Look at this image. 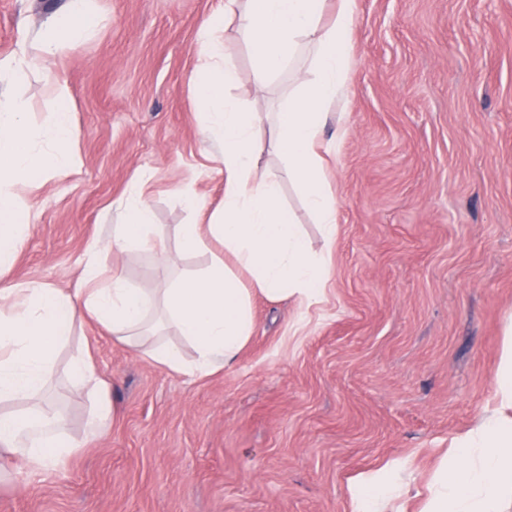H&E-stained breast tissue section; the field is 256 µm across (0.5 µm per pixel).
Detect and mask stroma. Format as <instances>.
<instances>
[{
    "mask_svg": "<svg viewBox=\"0 0 512 512\" xmlns=\"http://www.w3.org/2000/svg\"><path fill=\"white\" fill-rule=\"evenodd\" d=\"M67 0H0V57ZM225 0H94L100 24L52 75L72 90L79 167L41 192L40 214L9 279L75 287L87 244L108 236L113 202L141 173L153 222H199L224 198V168L204 135L190 83L201 22ZM355 68L347 96L328 105L349 129L327 180L338 235L325 246L276 154L283 206L309 246L329 251L321 302L255 298V330L239 362L205 378L161 369L75 323L57 352L54 402L80 437L94 394L72 380L90 346L117 414L64 466L8 461L0 512H353L349 484L389 459L409 462L401 502L417 512L432 468L474 427L495 389L512 314V0H357ZM224 50L238 79L227 93L255 112L282 111L314 48L266 85L236 23ZM43 69L17 93L30 119L57 104ZM172 262L108 251L130 286L157 288L203 267L167 242Z\"/></svg>",
    "mask_w": 512,
    "mask_h": 512,
    "instance_id": "obj_1",
    "label": "stroma"
}]
</instances>
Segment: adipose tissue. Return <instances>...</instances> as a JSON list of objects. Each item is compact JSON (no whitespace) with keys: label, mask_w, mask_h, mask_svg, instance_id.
I'll list each match as a JSON object with an SVG mask.
<instances>
[{"label":"adipose tissue","mask_w":512,"mask_h":512,"mask_svg":"<svg viewBox=\"0 0 512 512\" xmlns=\"http://www.w3.org/2000/svg\"><path fill=\"white\" fill-rule=\"evenodd\" d=\"M325 0H245L242 11L225 7L200 25L192 79L205 131L224 164V203L203 224L176 231L181 250L209 254L206 268L165 288L131 287L123 272L101 277L104 251L137 248L160 264L170 257L162 231L153 224L142 181H134L118 202L120 221L107 239L89 242L79 287L63 290L43 281L0 287V458H23L36 470L58 467L78 449L94 443L116 415L92 357L82 353L70 365L73 380L92 386L97 398L80 439L67 434L65 413L37 405L48 387L57 348L74 321L90 319L113 342L136 349L157 367L190 378L213 375L235 363L254 332L255 297L295 298L310 303L325 293L331 276L326 253L311 251L299 225L280 201L277 175L261 165L266 151L280 154L314 215L326 243L336 240L337 206L326 170L335 145L348 129L337 124L334 140L323 138L326 107L342 98L351 82L350 35L357 0H336V15L324 24ZM93 0H68L32 34L20 53L0 59V78L21 82L36 66L49 67L73 45L91 38L99 18ZM238 15L241 32L257 60L256 82L272 79L292 62L303 42L313 43L311 77L269 125L268 140L257 129V113L229 98L236 69L224 53V21ZM59 110L41 125L29 121L21 95L0 99V274L9 270L39 216L37 192L70 177L78 166L75 130L67 105L69 85L50 78ZM220 250H212V243ZM176 334L191 344L185 358L169 341ZM27 406L12 409V402ZM408 463L393 459L360 475L349 487L355 512H386L401 496ZM512 493V323L502 345L495 406L478 426L456 438L431 472L420 512H498Z\"/></svg>","instance_id":"obj_1"}]
</instances>
